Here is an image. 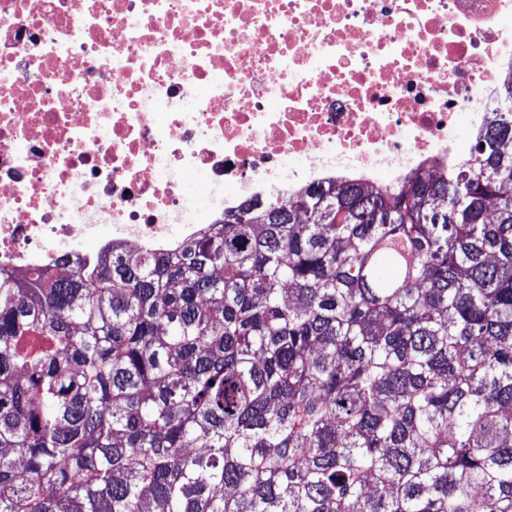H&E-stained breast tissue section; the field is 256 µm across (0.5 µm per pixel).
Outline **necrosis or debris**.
Instances as JSON below:
<instances>
[{
    "label": "necrosis or debris",
    "instance_id": "necrosis-or-debris-1",
    "mask_svg": "<svg viewBox=\"0 0 512 512\" xmlns=\"http://www.w3.org/2000/svg\"><path fill=\"white\" fill-rule=\"evenodd\" d=\"M510 74L512 0H0V269L442 173L449 126L483 133Z\"/></svg>",
    "mask_w": 512,
    "mask_h": 512
}]
</instances>
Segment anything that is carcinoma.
I'll use <instances>...</instances> for the list:
<instances>
[{"instance_id": "obj_1", "label": "carcinoma", "mask_w": 512, "mask_h": 512, "mask_svg": "<svg viewBox=\"0 0 512 512\" xmlns=\"http://www.w3.org/2000/svg\"><path fill=\"white\" fill-rule=\"evenodd\" d=\"M507 142L0 270V512H512Z\"/></svg>"}]
</instances>
